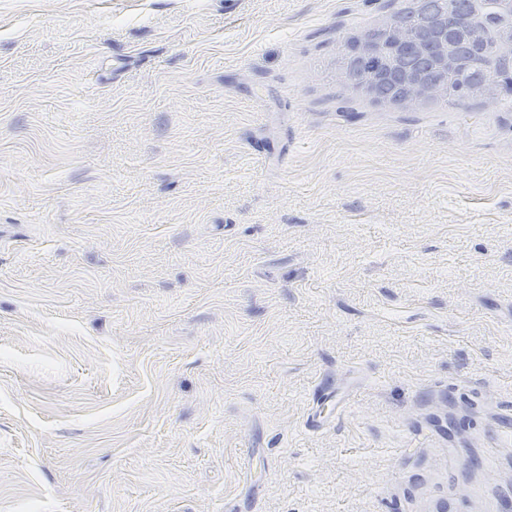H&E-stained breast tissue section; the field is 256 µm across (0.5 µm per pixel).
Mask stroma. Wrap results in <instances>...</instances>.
Instances as JSON below:
<instances>
[{"instance_id":"obj_1","label":"stroma","mask_w":512,"mask_h":512,"mask_svg":"<svg viewBox=\"0 0 512 512\" xmlns=\"http://www.w3.org/2000/svg\"><path fill=\"white\" fill-rule=\"evenodd\" d=\"M402 4L0 0V512H512V96L353 91Z\"/></svg>"}]
</instances>
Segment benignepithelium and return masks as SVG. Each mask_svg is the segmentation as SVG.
<instances>
[{
  "label": "benign epithelium",
  "mask_w": 512,
  "mask_h": 512,
  "mask_svg": "<svg viewBox=\"0 0 512 512\" xmlns=\"http://www.w3.org/2000/svg\"><path fill=\"white\" fill-rule=\"evenodd\" d=\"M483 0H471L470 18L448 25V15L427 17V38L422 40L404 27L385 23L353 39L343 57L340 76L354 89L365 93L384 82H397L403 94L393 103L421 100H445L452 93L471 97H494L495 85L475 77V61L463 58L459 44L468 43L484 52L492 50L500 57L512 60V27L491 30L481 18ZM433 51V65L449 77L450 83L432 84L420 69L408 63L410 54Z\"/></svg>",
  "instance_id": "obj_1"
}]
</instances>
